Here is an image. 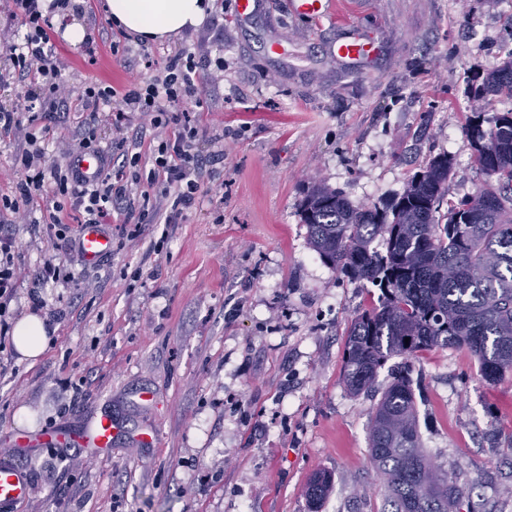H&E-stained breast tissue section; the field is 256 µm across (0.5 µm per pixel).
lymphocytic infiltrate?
Segmentation results:
<instances>
[{"mask_svg": "<svg viewBox=\"0 0 512 512\" xmlns=\"http://www.w3.org/2000/svg\"><path fill=\"white\" fill-rule=\"evenodd\" d=\"M70 0H0V15L21 21L26 32L22 41L0 44V51L13 62L12 73H0V84L23 83L14 107L0 108V134L23 129L43 116L65 109L67 97L61 80V62L55 43L54 17L65 16ZM197 63L191 54L169 55L156 75L148 81L137 77L129 66L122 88L92 83L81 100L90 112L121 102L126 109L147 116L148 125L129 129L127 124L112 127V142L119 151L117 165H104L92 184L78 176L73 166L47 165L46 152L36 133H28L29 147L19 160L25 170L17 182L16 198L0 199V213H19L20 205L40 197L46 178H53L52 210L49 214L58 235L71 232L73 224H108L113 215L136 217L138 225L127 232L137 239L143 224L177 223L202 190L201 175L208 162L196 149L198 129L191 116H184L181 129L166 135L164 117L185 97L195 95ZM150 139V152H140L143 139ZM69 212L72 224L63 223L61 212ZM21 269L14 260V238L8 223L0 224V334L9 325L3 320L14 299Z\"/></svg>", "mask_w": 512, "mask_h": 512, "instance_id": "f902f5d3", "label": "lymphocytic infiltrate"}]
</instances>
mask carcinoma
Returning a JSON list of instances; mask_svg holds the SVG:
<instances>
[{
  "mask_svg": "<svg viewBox=\"0 0 512 512\" xmlns=\"http://www.w3.org/2000/svg\"><path fill=\"white\" fill-rule=\"evenodd\" d=\"M491 96L512 101V50L487 69L471 101L474 119L464 131L486 176L471 194L447 198L453 162L439 154L387 201L355 207L316 181L302 202L301 223L319 258L379 290L346 331L343 383L354 396L375 388L389 358L438 347L467 349L489 383L512 371V108L483 127L480 111ZM369 446L386 512H462L463 490L422 448L408 376L393 377L373 407ZM331 485L330 473L313 474L312 512Z\"/></svg>",
  "mask_w": 512,
  "mask_h": 512,
  "instance_id": "1",
  "label": "carcinoma"
}]
</instances>
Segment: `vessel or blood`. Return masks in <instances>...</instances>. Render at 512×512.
I'll return each mask as SVG.
<instances>
[{
  "label": "vessel or blood",
  "instance_id": "vessel-or-blood-1",
  "mask_svg": "<svg viewBox=\"0 0 512 512\" xmlns=\"http://www.w3.org/2000/svg\"><path fill=\"white\" fill-rule=\"evenodd\" d=\"M290 11L296 16L315 21H337L343 16V0H288ZM375 48L356 33H349L337 41L333 53L337 59L357 63L373 54ZM100 152L88 150L75 157V169L88 181L97 180L103 169ZM76 251L86 267L96 266L112 251V236L100 224L79 225L75 235ZM119 433L111 415L95 412L86 423L78 427L55 430L24 431L9 441L8 448L0 450V512H14L32 493L28 469L18 460V454L39 445L78 446L90 455L108 453Z\"/></svg>",
  "mask_w": 512,
  "mask_h": 512
}]
</instances>
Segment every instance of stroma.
Wrapping results in <instances>:
<instances>
[{
	"mask_svg": "<svg viewBox=\"0 0 512 512\" xmlns=\"http://www.w3.org/2000/svg\"><path fill=\"white\" fill-rule=\"evenodd\" d=\"M105 2L69 14L86 44L56 37L75 100L93 81L128 78L101 39ZM511 22L512 0H355L349 25L379 47L364 70L330 51L346 27L295 17L288 0H263L244 24L234 0H215L197 30L148 43L145 78L168 54L195 52L200 98L181 109L198 151L222 154L224 193L202 192L179 223L143 225L136 242L113 217L112 253L91 269L51 238L47 200L13 224L22 276L6 319L34 313L53 333L34 362L0 347V441L99 407L126 430L105 457L21 456L34 495L18 512H308L320 469L333 478L320 512H383L369 451L376 399L343 383L345 332L374 290L321 261L300 204L316 178L356 207L387 200L439 153L453 160L449 196L472 193L484 176L463 127L485 70L512 51ZM89 120H39L48 159L76 147ZM26 147L24 132L0 135V197L23 179ZM50 248L76 287L38 281ZM411 377L423 446L467 491L463 512H512V371L487 383L465 348L448 347L412 359ZM149 429L157 444L140 445Z\"/></svg>",
	"mask_w": 512,
	"mask_h": 512,
	"instance_id": "35a3bbf8",
	"label": "stroma"
}]
</instances>
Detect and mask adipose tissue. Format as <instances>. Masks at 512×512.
<instances>
[{"label":"adipose tissue","mask_w":512,"mask_h":512,"mask_svg":"<svg viewBox=\"0 0 512 512\" xmlns=\"http://www.w3.org/2000/svg\"><path fill=\"white\" fill-rule=\"evenodd\" d=\"M113 23L152 41H164L198 29L211 8V0H107ZM49 340L45 320L38 315L23 317L14 330L17 353L38 358Z\"/></svg>","instance_id":"ef3b65f1"}]
</instances>
